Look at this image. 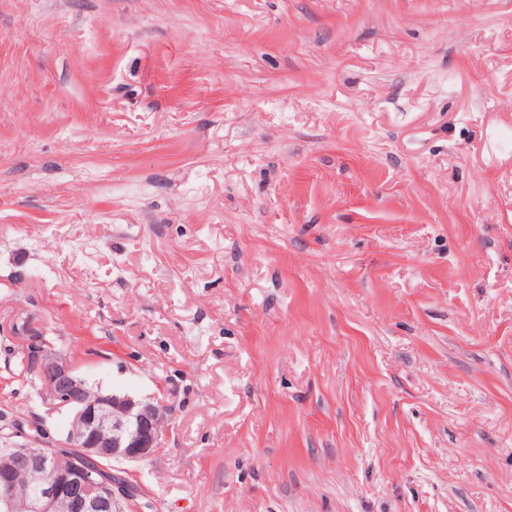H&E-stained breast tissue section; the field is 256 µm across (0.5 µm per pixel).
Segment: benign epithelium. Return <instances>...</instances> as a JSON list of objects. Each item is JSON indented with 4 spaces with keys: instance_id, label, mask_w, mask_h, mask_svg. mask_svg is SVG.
I'll list each match as a JSON object with an SVG mask.
<instances>
[{
    "instance_id": "7a95c632",
    "label": "benign epithelium",
    "mask_w": 512,
    "mask_h": 512,
    "mask_svg": "<svg viewBox=\"0 0 512 512\" xmlns=\"http://www.w3.org/2000/svg\"><path fill=\"white\" fill-rule=\"evenodd\" d=\"M25 361L32 363L42 379L43 401L71 413L65 438L54 446L78 448L80 459L52 454L41 444L0 452V512H116L126 487L85 462H135L153 455L172 431L160 401L114 393L85 399L84 382L49 346L25 351ZM23 465L49 469L50 479L34 494L17 498L9 487Z\"/></svg>"
}]
</instances>
